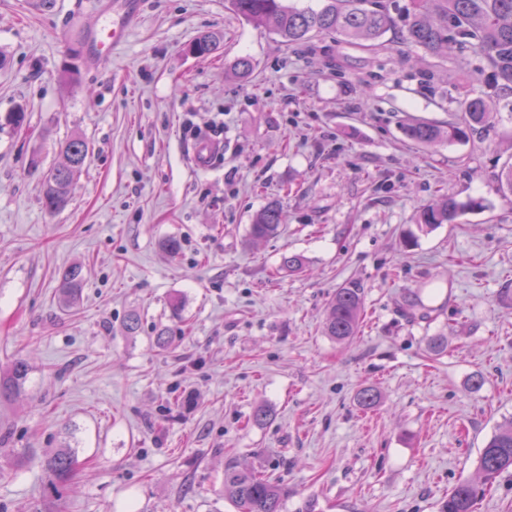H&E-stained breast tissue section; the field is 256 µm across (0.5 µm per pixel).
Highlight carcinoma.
<instances>
[{
  "label": "carcinoma",
  "instance_id": "1",
  "mask_svg": "<svg viewBox=\"0 0 512 512\" xmlns=\"http://www.w3.org/2000/svg\"><path fill=\"white\" fill-rule=\"evenodd\" d=\"M389 0H323L318 9L297 8L286 0H225L234 15L256 25L270 27L286 46L308 43L323 33H335L341 41L372 49L391 29L393 17ZM408 23L400 35L401 43L439 56L452 46H469L481 54L486 77L496 99L512 95V0H410ZM196 55L207 57L218 50L217 41L208 34L190 45ZM462 113L456 121L415 120L405 124L403 134L425 146L467 141L493 118V108L482 98L464 95L459 101ZM89 147L81 137H72L61 145L62 161L43 177L42 204L51 213L64 208L69 200L75 176L83 169ZM483 208L482 200L461 204L448 194H440L421 207L415 222L424 231L439 224H452L465 209ZM283 214L271 202L259 210L248 225L247 239L263 241L277 234ZM305 266L300 255L282 257L277 272L296 273ZM84 288L81 267L65 269L58 284L59 303L75 304ZM363 292L351 283L336 289L327 303L324 333L338 344H349L363 322ZM30 367L17 358L9 370L0 373V401L19 393L28 380ZM75 453L56 448L45 460L46 499L34 512H63V505L74 477ZM512 469V420L499 425L482 448L478 459V479L460 482L448 494L441 512H473L475 502L497 479ZM288 488L281 478L242 464L235 456L224 459V498L236 512H283Z\"/></svg>",
  "mask_w": 512,
  "mask_h": 512
}]
</instances>
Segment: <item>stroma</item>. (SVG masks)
I'll return each instance as SVG.
<instances>
[{
    "mask_svg": "<svg viewBox=\"0 0 512 512\" xmlns=\"http://www.w3.org/2000/svg\"><path fill=\"white\" fill-rule=\"evenodd\" d=\"M111 2L0 0V116L26 113L0 127V368L30 365L0 401L16 451L0 458V512H33L46 454L65 447L78 460L66 512H235L228 455L283 477L284 512H440L512 417V196L494 181L512 112L429 147L401 125L491 95L481 57L402 44L408 0L373 51L325 34L285 47L224 0H140L127 40L94 63L78 28ZM203 33L220 41L207 58L189 52ZM214 121L221 147L195 169ZM74 136L90 155L51 214L42 179ZM441 191L484 207L419 231ZM271 201L279 234L246 247ZM286 254L304 270L276 275ZM75 264L83 293L65 313L57 277ZM352 282L366 317L341 345L324 309ZM422 288L440 291L426 319L402 308ZM438 334L448 349L428 356ZM364 387L373 409L356 402ZM260 405L271 415L256 423Z\"/></svg>",
    "mask_w": 512,
    "mask_h": 512,
    "instance_id": "35a3bbf8",
    "label": "stroma"
}]
</instances>
